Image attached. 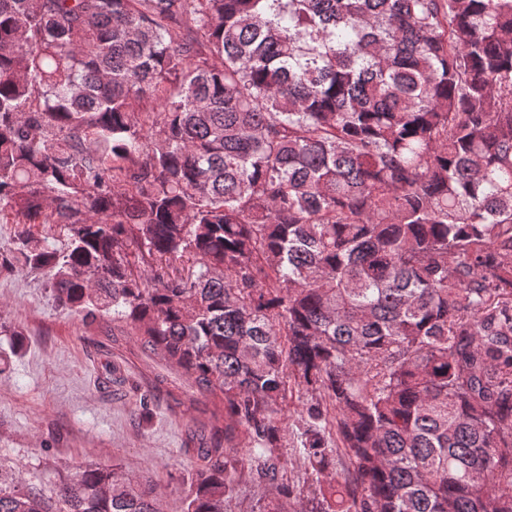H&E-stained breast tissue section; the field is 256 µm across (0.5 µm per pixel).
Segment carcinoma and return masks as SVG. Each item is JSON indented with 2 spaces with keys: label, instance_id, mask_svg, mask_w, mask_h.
Instances as JSON below:
<instances>
[{
  "label": "carcinoma",
  "instance_id": "1",
  "mask_svg": "<svg viewBox=\"0 0 512 512\" xmlns=\"http://www.w3.org/2000/svg\"><path fill=\"white\" fill-rule=\"evenodd\" d=\"M0 222L221 410L183 512H512V0H0ZM239 490L238 498L231 505L233 512H249L257 499L264 498L268 494L266 488L254 485L244 477L240 482Z\"/></svg>",
  "mask_w": 512,
  "mask_h": 512
}]
</instances>
